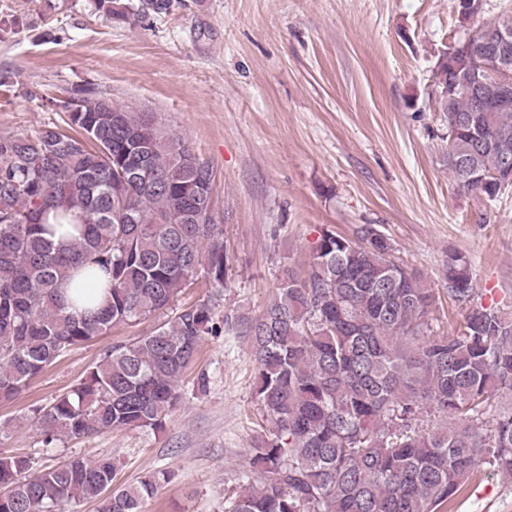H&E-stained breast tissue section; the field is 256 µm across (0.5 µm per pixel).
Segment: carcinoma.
<instances>
[{
    "instance_id": "1",
    "label": "carcinoma",
    "mask_w": 512,
    "mask_h": 512,
    "mask_svg": "<svg viewBox=\"0 0 512 512\" xmlns=\"http://www.w3.org/2000/svg\"><path fill=\"white\" fill-rule=\"evenodd\" d=\"M177 0H95L115 22L167 14ZM512 30V11L479 22ZM486 48L438 53L433 93L447 124L448 173L494 200L512 187V102L460 77ZM488 107L476 111L475 97ZM66 128L0 133V402L72 349L166 309L199 283L224 290V225L211 223L214 170L153 112L89 85L41 98ZM63 230L55 240L57 230ZM448 293L464 309L453 335L429 320L437 297L370 224L351 240L321 233L308 268L282 267L257 318L215 320L191 304L145 336L104 350L84 378L33 409L46 443L156 430L206 335L242 330L268 426L247 452L224 512H445L482 470L512 479V313L475 300L468 259L448 253ZM160 488L116 483L110 459L32 472L0 455V512H142Z\"/></svg>"
}]
</instances>
